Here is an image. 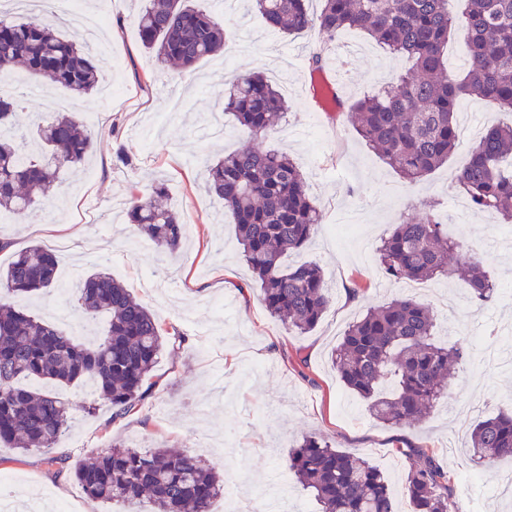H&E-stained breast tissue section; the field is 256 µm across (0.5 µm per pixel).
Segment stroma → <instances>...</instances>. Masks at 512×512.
<instances>
[{"instance_id":"35a3bbf8","label":"stroma","mask_w":512,"mask_h":512,"mask_svg":"<svg viewBox=\"0 0 512 512\" xmlns=\"http://www.w3.org/2000/svg\"><path fill=\"white\" fill-rule=\"evenodd\" d=\"M223 21L239 49L201 60L194 80L184 83L176 68L159 66L145 50L137 28L138 0H79L81 11L98 22L100 46L92 57L109 55L98 73L97 90L82 96L26 72L8 80L19 99L18 122L30 130L55 115L56 101L79 119L98 115L85 163L66 173L30 222L0 223V239L14 249L39 243L56 251L58 277L67 288L24 300L39 317L63 310L61 329L76 331V282L99 266L130 288L158 319L165 336L180 333L182 344L165 347L152 372L151 397L137 412L113 420L112 407L85 386L68 387L70 420L55 446L64 466L50 465L42 452L28 454L0 447V497L9 512H120L89 498L74 479L83 461L113 443L150 449L177 448L202 457L224 476L248 478L240 508L254 492L278 497L286 512H317L288 476V448L313 434L368 459L389 479L397 512H412L404 483L408 468L401 451L433 449L455 476L450 512H512V494L501 486L512 461L472 465L465 454L466 427L512 405V366L485 369L473 377L482 345L512 356V249L501 244L507 227L494 215L453 206V175L471 147L460 142L447 165L411 184L392 170L359 137L347 114L319 116L306 92L307 59L325 51L329 66L354 53L348 91L358 99L392 81L409 66L359 31L326 42L319 29L298 35L271 32L245 0H199ZM260 72L280 90L288 112L280 127L263 139L268 149L288 152L307 178V192L319 210L317 236L301 258L324 271L330 294L327 311L313 331H288L262 304L251 274L236 248L235 229L223 202L204 187L207 166L247 144L248 129L232 114L216 119V104L230 83ZM165 184L164 198L177 211L188 236L177 258L161 252L130 224L131 192L154 181ZM438 205L449 236L480 258L493 275L497 297L476 302L465 282L440 279L406 292L383 276L377 248L415 204ZM50 225L66 226L72 250L49 238ZM412 294L430 304L443 341L469 344L472 355L456 380L452 399L418 428L387 426L373 418L368 402L347 389L330 361L347 326L369 308ZM452 299L449 316L442 299ZM305 358L296 366L297 358ZM228 437L233 452L199 448L201 438Z\"/></svg>"}]
</instances>
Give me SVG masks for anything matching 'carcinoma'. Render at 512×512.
<instances>
[{"label": "carcinoma", "mask_w": 512, "mask_h": 512, "mask_svg": "<svg viewBox=\"0 0 512 512\" xmlns=\"http://www.w3.org/2000/svg\"><path fill=\"white\" fill-rule=\"evenodd\" d=\"M137 16L143 47L160 65L181 70L224 52L227 33L191 0H143ZM268 27L285 35L313 27L328 39L351 29L365 32L411 68L391 84L352 102L349 114L360 136L410 183L448 162L460 130L456 113L465 97L512 112V0H467L458 17L450 0H322L312 13L307 0H250ZM468 47L465 74L454 77L443 49L456 29ZM79 37L57 35L38 15L0 13V79L18 70L58 84L76 96L98 83V70ZM15 97L0 90V212L25 219L42 197L78 165L92 144V130L62 114L27 134L14 121ZM281 93L259 73L232 82L222 111L256 136L273 130L286 113ZM457 191L482 212L512 223V125H491L454 179ZM208 191L224 201L236 224V241L254 275L266 309L288 329L315 328L330 302L323 270L312 262H286L304 251L320 224L306 178L287 154L245 146L207 169ZM158 183L131 194L127 215L161 251L179 250L184 225L159 204ZM380 266L396 280L432 281L459 275L485 304L496 283L483 263L462 252L429 210L404 220L382 239ZM58 257L33 243L0 270V445L29 451L54 447L69 419L68 401L34 386L89 382L112 406V419L144 404L165 338L156 317L122 283L102 269L81 280L80 320L106 319L105 335L88 346L54 324L14 308L12 300L52 289ZM468 355L465 345L440 342L432 308L412 297L368 310L351 322L331 353V363L352 392L369 400L376 420L414 427L448 400L452 380ZM470 462L512 459V410L477 421L469 431ZM405 490L413 512H448L453 476L425 448L406 450ZM288 470L319 512H396L384 474L370 462L306 436L288 451ZM84 492L105 504L129 508L149 502L156 512H210L224 490L216 471L199 455L171 448L139 451L114 444L75 470Z\"/></svg>", "instance_id": "cac0c4a2"}]
</instances>
